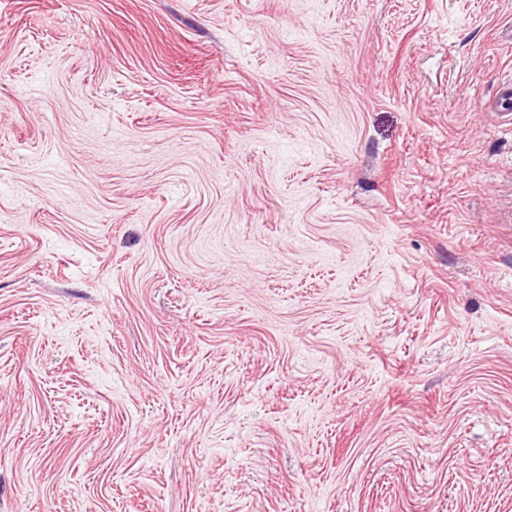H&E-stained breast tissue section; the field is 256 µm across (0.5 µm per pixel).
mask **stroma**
Masks as SVG:
<instances>
[{
	"instance_id": "1",
	"label": "stroma",
	"mask_w": 512,
	"mask_h": 512,
	"mask_svg": "<svg viewBox=\"0 0 512 512\" xmlns=\"http://www.w3.org/2000/svg\"><path fill=\"white\" fill-rule=\"evenodd\" d=\"M0 512H512V0H0Z\"/></svg>"
}]
</instances>
